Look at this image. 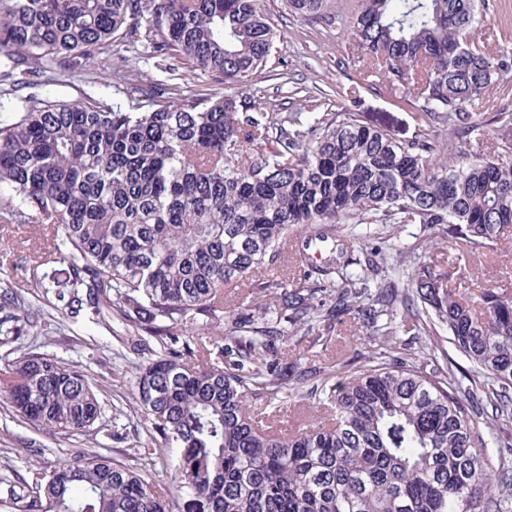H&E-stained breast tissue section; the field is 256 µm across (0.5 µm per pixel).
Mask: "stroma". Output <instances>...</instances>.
<instances>
[{
  "instance_id": "stroma-1",
  "label": "stroma",
  "mask_w": 512,
  "mask_h": 512,
  "mask_svg": "<svg viewBox=\"0 0 512 512\" xmlns=\"http://www.w3.org/2000/svg\"><path fill=\"white\" fill-rule=\"evenodd\" d=\"M330 24L311 23L290 13L283 0H266L278 31L275 47L265 68L252 78L251 85L269 112H359L372 122L387 126L407 139L415 133L416 109L412 97L393 89L381 78L369 76V64L356 42L353 17L357 0H334ZM474 40L485 42L492 59L512 52V0H501V7L487 17L473 33ZM102 72L95 85L84 92L110 101L122 99L125 79L175 85L182 96L200 93H235V86L187 68L169 67L150 58L147 49L113 44L101 56ZM69 82L54 81L40 86V96L53 100H74L80 92ZM39 249L29 224H12L0 230V277L14 288L31 291V265ZM430 259L436 270L447 272L449 264L464 265L475 276H488L499 287L512 289V243L497 250L468 258L450 248L447 241L432 245ZM401 328L398 348L413 353L436 345L421 364L432 370L452 363L454 372H470L472 365L455 350L448 339L431 343L428 337L412 334V314L398 310ZM374 328L359 319H348L341 332L305 329L289 330L283 345L299 366H321L343 375L346 367L366 364L383 344ZM37 350L56 355L60 360L83 366L100 389L104 407L102 430L96 450L119 464H135L131 447L134 437H147V423L137 410L131 388L134 368L145 361V354L130 344L118 343L102 328L90 325L76 332L61 331L53 336H28L20 352ZM480 428L489 443L493 461L501 465L504 482L512 483V423L499 420L487 403L479 405ZM63 443L58 436L36 432L13 419L0 404V448L7 449L5 464H0V500L7 498L13 481L28 476L33 469L53 470Z\"/></svg>"
}]
</instances>
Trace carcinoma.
I'll return each mask as SVG.
<instances>
[{"label":"carcinoma","instance_id":"carcinoma-1","mask_svg":"<svg viewBox=\"0 0 512 512\" xmlns=\"http://www.w3.org/2000/svg\"><path fill=\"white\" fill-rule=\"evenodd\" d=\"M353 33L374 73L417 101V131L401 139L357 112L270 114L255 96L183 97L174 85H130L126 100L50 101L33 88L49 69L78 80L120 40L162 60L249 87L276 30L262 0H0V206L15 224L45 227L70 265L61 314L138 335L150 358L136 367L135 403L149 423L144 464L89 451L31 471L18 512H512L478 425L474 392L415 360L377 353L315 390L328 421L291 433L273 425L287 388L282 324L332 329L355 313L388 340L393 308L417 305L428 335L446 332L482 372L487 400L512 414V292L453 288L467 276L427 256L401 269L407 289L373 299L362 285L386 256L310 263L336 251L338 225L365 243L371 224H421L476 256L512 236V138L477 150L490 125L482 101L512 57L493 64L470 30L490 0H359ZM288 10L332 21L330 0H287ZM446 126L448 151L434 131ZM279 265L275 303L244 335L235 310ZM330 298L314 305L317 293ZM39 310L0 280V347L43 331ZM224 326L219 360L198 341ZM157 339L159 349L150 346ZM0 355V402L34 431L64 439L96 433L103 407L79 365L48 353ZM171 460L178 495L159 493L153 456Z\"/></svg>","mask_w":512,"mask_h":512}]
</instances>
